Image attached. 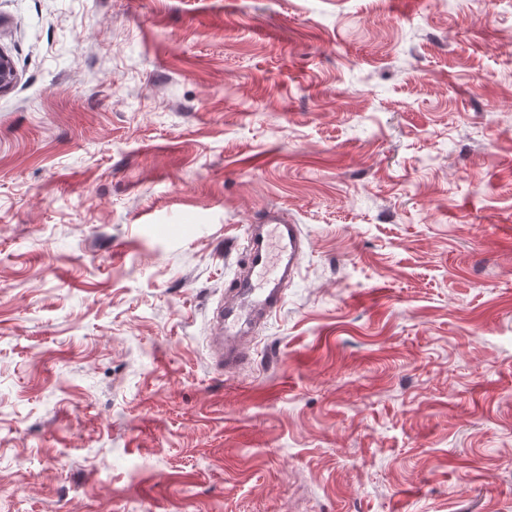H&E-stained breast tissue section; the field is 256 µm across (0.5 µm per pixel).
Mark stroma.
<instances>
[{
	"mask_svg": "<svg viewBox=\"0 0 512 512\" xmlns=\"http://www.w3.org/2000/svg\"><path fill=\"white\" fill-rule=\"evenodd\" d=\"M0 50V512H512V0H0ZM259 222L244 247L247 270L225 291L212 318L215 365L225 373L251 362L253 330L281 307L303 252L300 225L280 209H267Z\"/></svg>",
	"mask_w": 512,
	"mask_h": 512,
	"instance_id": "1",
	"label": "stroma"
}]
</instances>
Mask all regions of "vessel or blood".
Instances as JSON below:
<instances>
[{
    "instance_id": "obj_1",
    "label": "vessel or blood",
    "mask_w": 512,
    "mask_h": 512,
    "mask_svg": "<svg viewBox=\"0 0 512 512\" xmlns=\"http://www.w3.org/2000/svg\"><path fill=\"white\" fill-rule=\"evenodd\" d=\"M303 246L300 225L275 208L262 213L247 238L246 271L225 291L213 314L210 342L218 370L231 373L251 362L253 330L281 307Z\"/></svg>"
}]
</instances>
